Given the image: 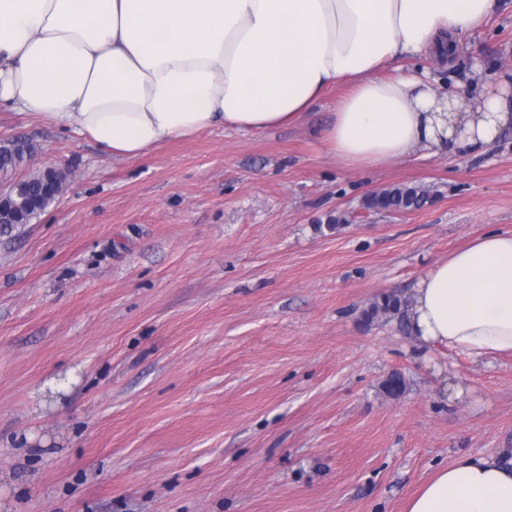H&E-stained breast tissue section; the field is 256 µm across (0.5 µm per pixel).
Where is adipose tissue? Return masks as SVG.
<instances>
[{"label":"adipose tissue","mask_w":512,"mask_h":512,"mask_svg":"<svg viewBox=\"0 0 512 512\" xmlns=\"http://www.w3.org/2000/svg\"><path fill=\"white\" fill-rule=\"evenodd\" d=\"M500 0H0V112L73 126L134 159L221 126L301 125L342 85L317 131L343 166L491 147L512 127V75L480 98L439 93L407 56L451 60ZM407 323L420 345L512 355V228L437 260ZM406 512H512V459L438 469Z\"/></svg>","instance_id":"obj_1"}]
</instances>
